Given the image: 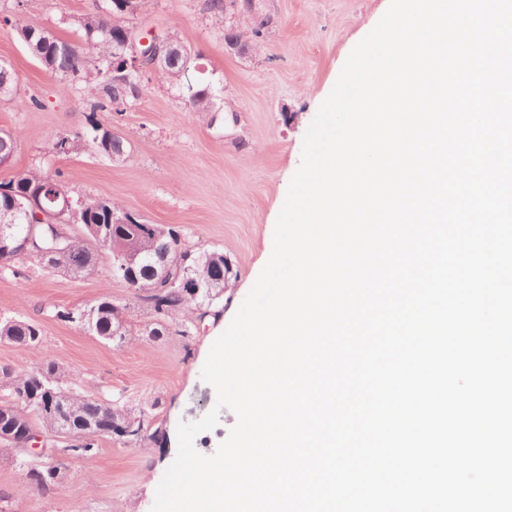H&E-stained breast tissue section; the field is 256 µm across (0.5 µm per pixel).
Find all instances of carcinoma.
Returning a JSON list of instances; mask_svg holds the SVG:
<instances>
[{"label": "carcinoma", "instance_id": "1", "mask_svg": "<svg viewBox=\"0 0 512 512\" xmlns=\"http://www.w3.org/2000/svg\"><path fill=\"white\" fill-rule=\"evenodd\" d=\"M95 12L81 22L80 44H73L48 34L49 43L40 50L29 41L33 27L19 22L14 29L18 39L28 54L45 68L65 78L80 77L92 84L97 101L92 109L104 108V103H115L128 99L138 91L141 77L136 73L119 81L112 77V69H124V62L118 60L117 50L122 49L136 39L135 27L126 23V18L134 15L143 4V0H94ZM208 10L219 22L224 15L234 11H252V0H207ZM268 20L262 18L253 22L246 30L232 27L224 28V42L238 47L243 52L257 49L265 39ZM92 55L102 57L106 69L91 70L87 67ZM190 62L187 53L171 60L166 68L157 73L158 78L170 82L181 79V74ZM217 90L211 87L193 88L188 96V104L193 112H211ZM100 122L90 120L87 134L53 137L48 142L49 152L57 156H69L83 150L86 143L95 144L104 156L121 157L126 154L128 141L119 134H112L105 143H100ZM17 136L0 128V164L8 161L17 147ZM48 186L65 189L64 184L55 177L39 171H27L4 185L0 190V212L11 208L16 201H24V195L34 188ZM74 208L80 210L78 228H67L66 240L54 241L44 233V225H35L37 240L42 247L56 246L58 254L52 264H42L51 270H77L80 275L95 270L99 260L96 244H108V254L124 252L136 258L130 269L131 277L124 285L150 310L153 326L148 336L156 339L171 330L178 321L189 314L195 319L211 315L219 316L214 300L209 306L201 307L184 288H168L161 294H154L156 277L154 272H162V266L156 262L154 238L164 236L168 246L171 267L181 266L191 269L194 278L207 282L221 280L227 269L224 252L220 250L196 251L182 241V234L173 227L161 224H143L134 220L128 224H118L116 220L126 213L125 207L109 196L99 195L85 198L84 203L72 199ZM98 309V318L91 330L98 336L108 337L113 333L122 336V343L137 341L123 323L125 307L110 297L93 303ZM8 340L26 348H36L42 342L40 327L27 320L0 321V340ZM78 378L69 369L54 361L15 374L8 369L0 371V389L8 392L9 398H0V442L22 452L21 441L35 426H40L49 441L57 443L63 437H71L74 443L66 450L86 460L96 454L98 441L104 437L117 438L123 443L142 448L160 440V430L155 427V416L148 409L137 412L116 403H107L84 394L77 389ZM128 420L136 421V428L129 434H120L115 426Z\"/></svg>", "mask_w": 512, "mask_h": 512}]
</instances>
